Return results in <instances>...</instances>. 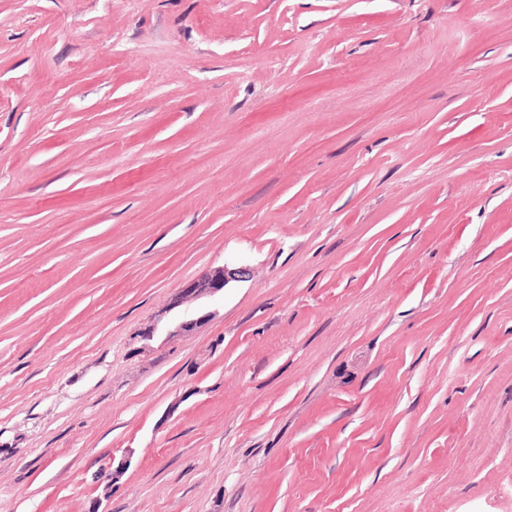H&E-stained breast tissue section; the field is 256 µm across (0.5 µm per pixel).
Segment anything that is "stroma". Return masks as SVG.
Instances as JSON below:
<instances>
[{"label":"stroma","instance_id":"1","mask_svg":"<svg viewBox=\"0 0 512 512\" xmlns=\"http://www.w3.org/2000/svg\"><path fill=\"white\" fill-rule=\"evenodd\" d=\"M96 505L512 512V0H0V512ZM246 274V268L244 267L225 265L197 280L190 281L180 288L178 295L172 302L171 309L180 307L187 300L197 301L201 298H210L224 293V288L230 282L240 281Z\"/></svg>","mask_w":512,"mask_h":512}]
</instances>
